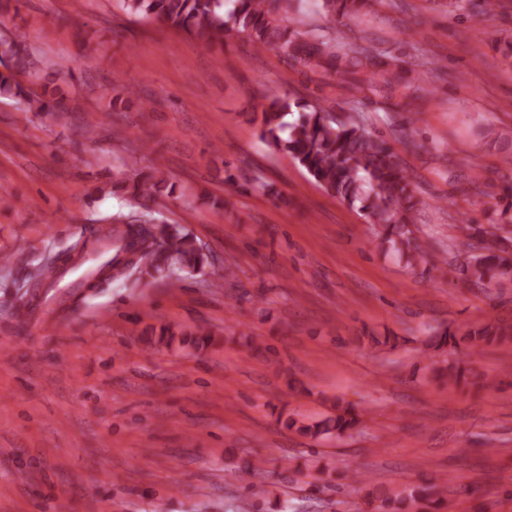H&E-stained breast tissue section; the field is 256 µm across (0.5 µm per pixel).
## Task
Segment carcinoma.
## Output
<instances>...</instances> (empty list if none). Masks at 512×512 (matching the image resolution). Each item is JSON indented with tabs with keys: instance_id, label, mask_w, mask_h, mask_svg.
<instances>
[{
	"instance_id": "1",
	"label": "carcinoma",
	"mask_w": 512,
	"mask_h": 512,
	"mask_svg": "<svg viewBox=\"0 0 512 512\" xmlns=\"http://www.w3.org/2000/svg\"><path fill=\"white\" fill-rule=\"evenodd\" d=\"M232 8L224 10L226 2ZM125 13L141 19L154 20L169 27L185 30L207 47L224 45V35L241 36L257 50L270 47L284 49L288 57L315 72L336 79L351 98L373 96L390 99L397 87L424 88L416 85L418 76L402 61L374 47H352L339 34H320L299 27L303 0H121ZM371 0H323L324 10L341 15H355ZM23 32L0 38V54L15 58V64L0 71V95L23 102L27 112H55L65 108L63 101L47 90L37 91L38 75L30 74V86L18 80L26 68L20 57ZM298 109L297 118L288 116ZM261 140L275 153L290 156L327 193L339 197L351 207L363 211L370 223L380 227V244L386 245L414 266L427 261L426 245L412 230L413 213L418 204L411 181L401 158L383 138L370 132L362 122L351 117L333 120L324 110L308 103L290 101L286 96L269 99L262 111ZM168 184L167 174L160 168L138 172L120 183V189L134 198L147 197L149 192ZM125 252L142 251L139 261L145 263L140 274L166 272L173 276L203 271L206 255L190 233L176 225L156 223L149 219L142 224L122 225ZM480 246L477 252L464 257L462 273L471 284L485 288L498 277L512 273V251L507 238H486L481 232L472 234ZM476 343L506 342L512 339L508 329L488 323L469 332ZM437 376L451 387L470 382L471 374L464 359L437 371ZM359 424L351 408L340 410L333 417L299 427L305 435L317 437L334 434L341 437ZM435 486L427 483L413 488L406 496H385L379 503L369 501L372 512H403L411 504L434 499Z\"/></svg>"
}]
</instances>
